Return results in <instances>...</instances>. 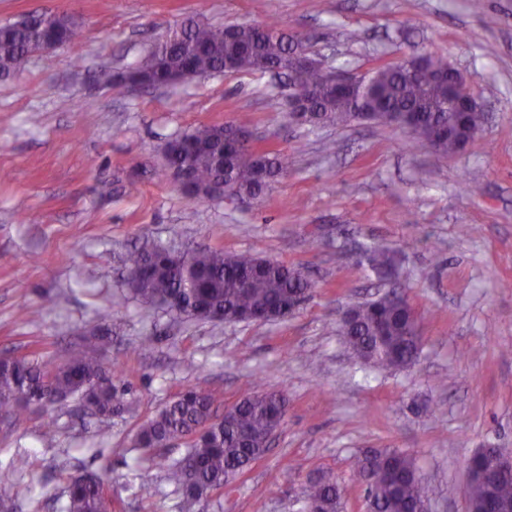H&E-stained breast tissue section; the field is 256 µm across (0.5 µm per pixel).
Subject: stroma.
Returning <instances> with one entry per match:
<instances>
[{
	"label": "stroma",
	"mask_w": 512,
	"mask_h": 512,
	"mask_svg": "<svg viewBox=\"0 0 512 512\" xmlns=\"http://www.w3.org/2000/svg\"><path fill=\"white\" fill-rule=\"evenodd\" d=\"M471 3L0 0V25L57 12L78 27L72 43L0 78V356L63 361L108 313L112 341L99 354L132 386L105 437L69 400L16 426L0 420L11 512H57L69 477L105 464L112 512H185L134 439L188 386L212 390L220 411L255 389L288 398L265 456L194 512H299L316 479L343 489L345 512H366L352 460L372 448L415 458L430 512H468V459L512 448V0H483L479 12ZM190 19L278 24L333 71L444 54L476 81L487 124L445 155L396 127L301 123L267 73L138 91L98 81ZM243 112L287 171L260 198L191 199L169 175L166 143ZM131 182L137 192L124 193ZM150 242L256 253L301 271L312 293L283 319L192 321L132 291L122 258ZM371 248L402 251L398 276L359 264ZM392 291L416 312L422 345L411 365L383 371L351 355L338 324Z\"/></svg>",
	"instance_id": "obj_1"
}]
</instances>
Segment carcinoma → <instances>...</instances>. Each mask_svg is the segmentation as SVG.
Returning <instances> with one entry per match:
<instances>
[{"mask_svg":"<svg viewBox=\"0 0 512 512\" xmlns=\"http://www.w3.org/2000/svg\"><path fill=\"white\" fill-rule=\"evenodd\" d=\"M268 29L266 33L253 24L213 26L189 20L179 32L157 43L126 80L156 86L183 70L207 78L224 73L228 63L243 73H266L274 66L286 70L300 39L274 25ZM74 36L69 18L49 12L1 25L0 77L23 69L41 41L66 44ZM299 82L311 96L314 124L344 125L358 113L369 112L372 121L390 127L395 114L405 112L412 118L409 132L442 153L461 150L471 132L484 124L482 112L448 111L447 86L410 79L397 63L373 71L363 95L336 94L328 89L319 69L301 73ZM224 131L222 125H201L184 132L167 144L166 163L185 169L197 188L222 180L229 189L262 196L286 168V159L271 152L259 157L241 153L222 168L214 153L224 142ZM365 261L380 275L396 265L394 255L385 250L366 254ZM125 263L138 276L134 292L145 302L161 305L178 292L179 312L193 318L218 312L233 322L253 310L286 317L312 289L298 271L279 262L251 254L226 255L222 249L187 252L190 288L183 287L181 269L171 263L161 245L133 250ZM413 317L406 300L386 298L355 306L339 332L357 359L379 369L405 368L417 356L421 340L412 334ZM129 395L131 387L122 375L83 347L73 349L63 363L36 355L0 360V416L13 422L69 398L78 399L95 415L110 418L129 405ZM283 418L271 393L253 391L238 400L235 415L224 422L215 416L212 393L188 387L141 425L135 444L144 450L145 460L163 470L193 504L222 495L225 483L259 460L265 454L267 433L275 420ZM173 439L187 440L186 453L177 460L159 452ZM354 467L371 512H423L426 488L412 456L394 448H377L357 457ZM468 468L475 471L469 480V512H512V474H478L481 458L477 454ZM107 481L106 467L100 474L71 477L60 512H112ZM304 501L317 512H340L343 492L331 481L318 480L305 488Z\"/></svg>","mask_w":512,"mask_h":512,"instance_id":"obj_1","label":"carcinoma"}]
</instances>
